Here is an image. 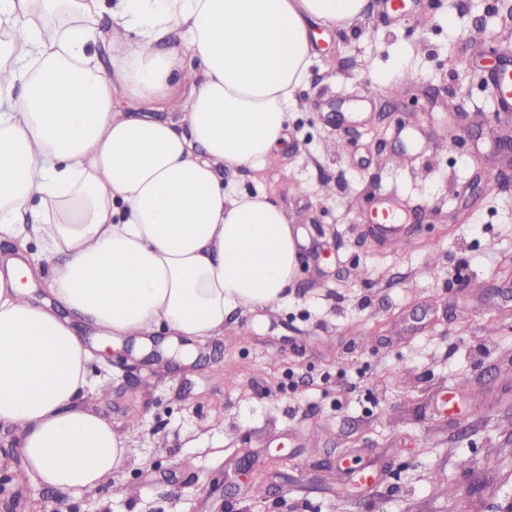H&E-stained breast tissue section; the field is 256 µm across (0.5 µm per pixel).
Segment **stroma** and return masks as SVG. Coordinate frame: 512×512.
<instances>
[{
    "mask_svg": "<svg viewBox=\"0 0 512 512\" xmlns=\"http://www.w3.org/2000/svg\"><path fill=\"white\" fill-rule=\"evenodd\" d=\"M408 5L409 19L379 0L326 30L263 176L224 170L272 196L294 230L284 302L229 311L223 335L191 340L186 359H148L128 338L96 354L91 375L111 391L88 388L81 406L129 436L135 456L112 487L76 501L33 478L0 512H499L512 501V193L460 199L512 167L493 149L481 60L512 42V21L499 0ZM393 84L418 110H393ZM340 98L350 110L338 125L328 104ZM350 127L354 144L337 151ZM385 197L405 203L409 249L366 232L369 201ZM5 254L43 299L41 243L0 239ZM246 454L254 472L226 493ZM346 466L377 479L350 486L341 506Z\"/></svg>",
    "mask_w": 512,
    "mask_h": 512,
    "instance_id": "1",
    "label": "stroma"
}]
</instances>
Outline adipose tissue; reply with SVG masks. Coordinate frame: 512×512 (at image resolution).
<instances>
[{
	"label": "adipose tissue",
	"instance_id": "1",
	"mask_svg": "<svg viewBox=\"0 0 512 512\" xmlns=\"http://www.w3.org/2000/svg\"><path fill=\"white\" fill-rule=\"evenodd\" d=\"M367 4L0 0V235L41 240L54 299L29 300L24 265L0 270V421L46 487L98 491L131 458L128 438L80 406L106 381L91 379L75 321L107 340L204 339L228 309L285 299L297 259L285 213L219 170L261 176L287 137L313 25ZM104 39L108 73L89 50ZM120 93L169 114L122 111Z\"/></svg>",
	"mask_w": 512,
	"mask_h": 512
}]
</instances>
